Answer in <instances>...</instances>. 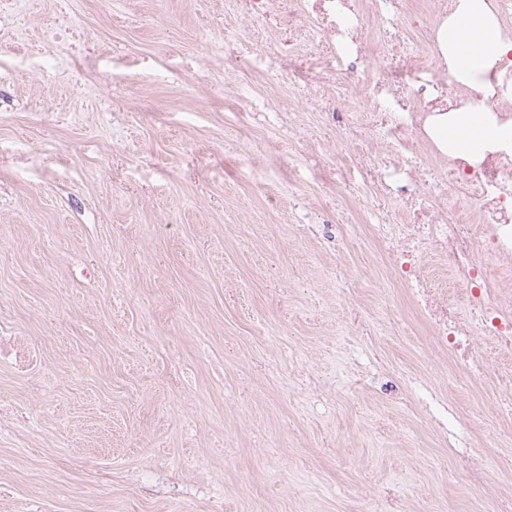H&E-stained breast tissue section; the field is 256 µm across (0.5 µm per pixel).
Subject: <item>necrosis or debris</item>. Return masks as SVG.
Returning a JSON list of instances; mask_svg holds the SVG:
<instances>
[{"label":"necrosis or debris","instance_id":"4bbe7bcc","mask_svg":"<svg viewBox=\"0 0 512 512\" xmlns=\"http://www.w3.org/2000/svg\"><path fill=\"white\" fill-rule=\"evenodd\" d=\"M460 0H224L214 58L246 96L245 124L288 142L383 255L384 286L424 321L430 349L500 400L486 416L512 438V145L452 155L437 139L482 102L512 124V50L482 78L451 77L443 32ZM41 0H0V39L18 38ZM76 75L91 53L63 13L41 33ZM278 99H270L269 90ZM490 342L492 353L481 346Z\"/></svg>","mask_w":512,"mask_h":512}]
</instances>
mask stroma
<instances>
[{"mask_svg":"<svg viewBox=\"0 0 512 512\" xmlns=\"http://www.w3.org/2000/svg\"><path fill=\"white\" fill-rule=\"evenodd\" d=\"M64 2L113 79L51 73L49 10L0 47V512H489L458 468L492 425L421 407L474 392L198 65L224 0Z\"/></svg>","mask_w":512,"mask_h":512,"instance_id":"obj_1","label":"stroma"}]
</instances>
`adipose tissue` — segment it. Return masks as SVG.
Returning a JSON list of instances; mask_svg holds the SVG:
<instances>
[{
	"instance_id": "obj_1",
	"label": "adipose tissue",
	"mask_w": 512,
	"mask_h": 512,
	"mask_svg": "<svg viewBox=\"0 0 512 512\" xmlns=\"http://www.w3.org/2000/svg\"><path fill=\"white\" fill-rule=\"evenodd\" d=\"M450 40L466 48L465 53L453 58L450 67L457 77L467 81L478 80L489 62L507 47L497 24L486 14L483 0H463ZM506 138L504 127L486 119L484 107L478 103L458 114L448 132V149L475 155Z\"/></svg>"
}]
</instances>
